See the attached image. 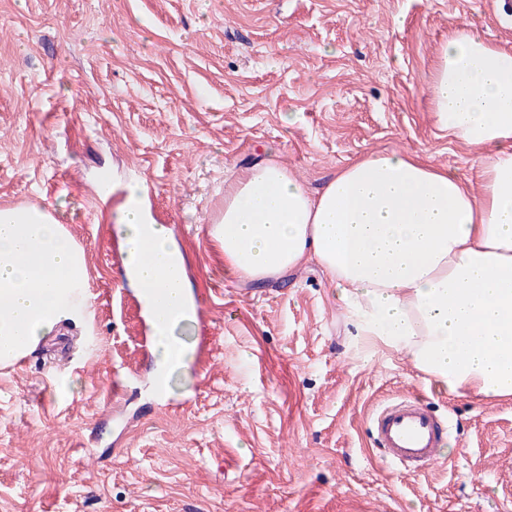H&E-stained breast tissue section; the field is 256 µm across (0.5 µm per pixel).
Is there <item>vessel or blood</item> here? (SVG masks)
<instances>
[{"mask_svg": "<svg viewBox=\"0 0 512 512\" xmlns=\"http://www.w3.org/2000/svg\"><path fill=\"white\" fill-rule=\"evenodd\" d=\"M371 434L385 460L394 468L420 471L441 456L445 426L421 401L405 399L373 412Z\"/></svg>", "mask_w": 512, "mask_h": 512, "instance_id": "vessel-or-blood-1", "label": "vessel or blood"}]
</instances>
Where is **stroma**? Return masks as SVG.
I'll use <instances>...</instances> for the list:
<instances>
[{
	"mask_svg": "<svg viewBox=\"0 0 512 512\" xmlns=\"http://www.w3.org/2000/svg\"><path fill=\"white\" fill-rule=\"evenodd\" d=\"M459 28L512 51V0H0V208L51 211L94 312L0 368V512H512V400L449 397L356 336L316 264L248 281L208 234L225 177L270 151L313 192L379 152L480 191L428 95ZM134 177L207 307L168 408L113 264ZM410 397L449 425L419 475L370 434Z\"/></svg>",
	"mask_w": 512,
	"mask_h": 512,
	"instance_id": "35a3bbf8",
	"label": "stroma"
}]
</instances>
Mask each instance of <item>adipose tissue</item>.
Instances as JSON below:
<instances>
[{
  "mask_svg": "<svg viewBox=\"0 0 512 512\" xmlns=\"http://www.w3.org/2000/svg\"><path fill=\"white\" fill-rule=\"evenodd\" d=\"M436 126L476 152L473 193L457 171L376 153L310 192L275 158L224 183L209 235L224 263L256 281L317 263L358 335L409 359L449 396L512 399V52L461 29L442 45L429 87ZM117 227L132 286L158 288L175 320H155L163 369L185 366L178 324L191 321L184 258L126 187ZM90 308L84 251L44 207L0 209V360L32 354ZM178 361H171L172 352Z\"/></svg>",
  "mask_w": 512,
  "mask_h": 512,
  "instance_id": "1",
  "label": "adipose tissue"
}]
</instances>
